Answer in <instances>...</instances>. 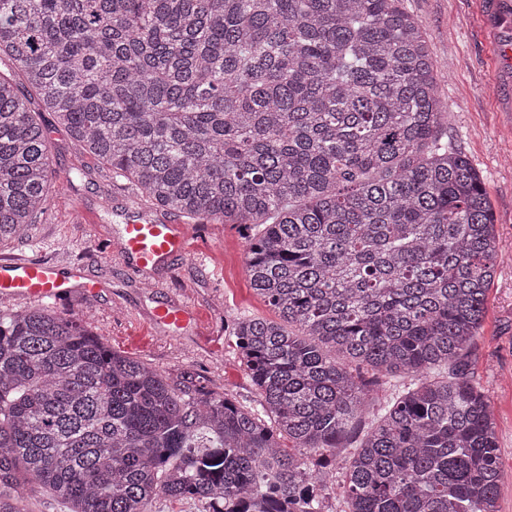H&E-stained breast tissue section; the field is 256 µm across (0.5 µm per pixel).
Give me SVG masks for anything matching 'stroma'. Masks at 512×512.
Wrapping results in <instances>:
<instances>
[{
    "mask_svg": "<svg viewBox=\"0 0 512 512\" xmlns=\"http://www.w3.org/2000/svg\"><path fill=\"white\" fill-rule=\"evenodd\" d=\"M403 0L426 34L436 86L448 108L442 136L479 171L494 217L501 256L487 293L469 364L496 425L503 472L498 510L512 512V0ZM42 121L50 142L53 191L26 238L0 243V260L19 257L76 263L99 280L89 299L73 295L61 311H81L87 329L112 349L164 373L190 368L241 404L256 396L227 329L241 316L273 318L246 275L242 231L232 224L178 218L185 254L145 271L120 248L130 213L165 218L134 186L84 153L51 113ZM163 304H187L197 317L174 329L151 320Z\"/></svg>",
    "mask_w": 512,
    "mask_h": 512,
    "instance_id": "stroma-1",
    "label": "stroma"
}]
</instances>
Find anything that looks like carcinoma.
Segmentation results:
<instances>
[{
	"instance_id": "1",
	"label": "carcinoma",
	"mask_w": 512,
	"mask_h": 512,
	"mask_svg": "<svg viewBox=\"0 0 512 512\" xmlns=\"http://www.w3.org/2000/svg\"><path fill=\"white\" fill-rule=\"evenodd\" d=\"M0 242L52 193L41 111L153 206L241 224L277 319L231 329L256 399L105 345L74 313L0 312V512H498L468 352L498 258L478 171L442 139L401 0H0ZM403 377L366 420L380 377ZM286 437L292 449L280 447ZM26 508L28 512H67V508L58 500L38 489L26 491Z\"/></svg>"
}]
</instances>
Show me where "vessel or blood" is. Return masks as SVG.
Returning <instances> with one entry per match:
<instances>
[{"label": "vessel or blood", "mask_w": 512, "mask_h": 512, "mask_svg": "<svg viewBox=\"0 0 512 512\" xmlns=\"http://www.w3.org/2000/svg\"><path fill=\"white\" fill-rule=\"evenodd\" d=\"M185 236L179 225L165 220H131L124 226L122 249L137 266L155 267L185 251ZM102 285L83 267L40 260L0 262V299H38L49 304L65 301L80 292L93 297ZM155 322L182 327L194 320L188 305H162L154 309Z\"/></svg>", "instance_id": "b4317fda"}]
</instances>
